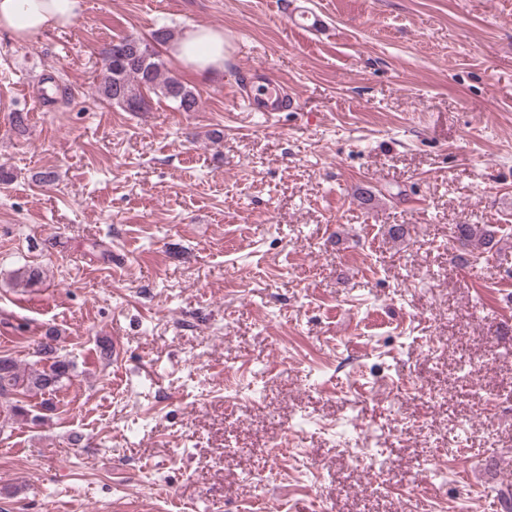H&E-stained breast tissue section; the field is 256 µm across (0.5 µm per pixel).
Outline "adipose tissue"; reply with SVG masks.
<instances>
[{
	"mask_svg": "<svg viewBox=\"0 0 512 512\" xmlns=\"http://www.w3.org/2000/svg\"><path fill=\"white\" fill-rule=\"evenodd\" d=\"M82 9V0H0V29L26 42L47 30L71 25ZM171 54L197 75L213 76L224 69V33L190 27L172 43Z\"/></svg>",
	"mask_w": 512,
	"mask_h": 512,
	"instance_id": "adipose-tissue-1",
	"label": "adipose tissue"
}]
</instances>
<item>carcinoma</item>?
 <instances>
[{"instance_id": "1", "label": "carcinoma", "mask_w": 512, "mask_h": 512, "mask_svg": "<svg viewBox=\"0 0 512 512\" xmlns=\"http://www.w3.org/2000/svg\"><path fill=\"white\" fill-rule=\"evenodd\" d=\"M126 39L141 41L138 57L126 60L107 55L95 86L96 92L126 112L148 111L149 93L172 102L180 112L196 111L198 99L195 92L178 78L169 75L156 45L136 34L126 36ZM495 233L496 230L490 224H458L454 229L459 243L472 252L491 249ZM68 370L69 363L64 359H57L48 371L25 372L19 369L12 358L0 356V397L20 390H51L66 377Z\"/></svg>"}]
</instances>
